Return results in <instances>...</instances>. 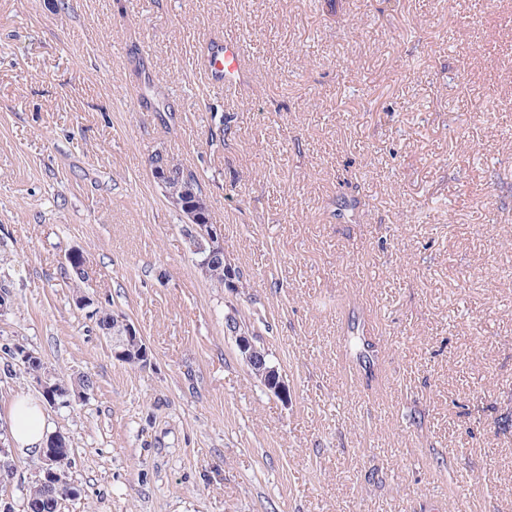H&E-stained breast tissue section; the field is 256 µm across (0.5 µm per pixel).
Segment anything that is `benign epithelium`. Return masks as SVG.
Returning a JSON list of instances; mask_svg holds the SVG:
<instances>
[{"label":"benign epithelium","instance_id":"1","mask_svg":"<svg viewBox=\"0 0 512 512\" xmlns=\"http://www.w3.org/2000/svg\"><path fill=\"white\" fill-rule=\"evenodd\" d=\"M172 164L153 165L152 174L161 185L169 203L182 213L184 218L183 232L188 243L189 251L195 256L197 266L202 272L224 260V231L220 224L203 223L205 212L193 202L196 191L192 183H187L180 196H175L168 190L167 178L170 176ZM226 329L235 337L238 351L249 368L259 377L263 386L275 396L288 398L286 386L278 368L271 363L267 351L258 346L253 337L240 330L238 319L230 314L225 317ZM106 335L112 337V353L118 360L127 357V342L134 336H140L136 325L122 313L112 314V322L103 329Z\"/></svg>","mask_w":512,"mask_h":512}]
</instances>
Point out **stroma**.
<instances>
[{
    "instance_id": "obj_1",
    "label": "stroma",
    "mask_w": 512,
    "mask_h": 512,
    "mask_svg": "<svg viewBox=\"0 0 512 512\" xmlns=\"http://www.w3.org/2000/svg\"><path fill=\"white\" fill-rule=\"evenodd\" d=\"M224 38L228 89L196 64ZM158 154L198 176L234 286ZM0 293V430L43 395L15 350L93 382L45 407L60 512H512V0H0ZM10 454L26 512L40 455ZM160 164L162 165L154 164L152 166V174L161 185L169 203L182 213L185 224L183 232L189 251L195 256L197 266L205 274L210 265L224 260L223 227L219 224H211L209 220L208 224H203L205 212L194 201H191L196 195L194 185L191 182H187L179 197L169 192L167 178L170 176L169 171L173 164L169 161L163 163V160ZM183 173L184 169L181 167L172 172L168 180L173 182V187L177 186V181ZM225 274H227L226 281L236 277L231 266L218 263L211 269L208 278L217 285L224 287ZM95 315H98L97 326L101 329L103 324H108L109 321H112L107 326H104L103 332L108 336H112V353L116 359L123 361L128 355L126 349L127 342L134 336L141 337L138 328L126 315L112 313L110 309L99 308ZM139 344H142L140 339H132L128 342V346L132 350H137L136 356L141 360V365L146 367L150 363L148 351L146 346L143 345L138 354ZM124 362L131 365H139V360L135 356L125 359ZM225 326L234 335L238 351L249 370L255 373L254 377L275 396L287 399L288 387L278 368L268 358L267 351L258 346L249 333L240 330L235 314L225 317ZM54 452L56 454V462L54 461V456L50 451L45 450L41 452V471H43L45 475L52 473L55 476H58L61 479V482H64L66 480L62 479L60 475L54 472L53 466L55 462L56 471H58L62 475H65V469L68 467L70 463L71 448H69V446L66 444L64 446L54 448Z\"/></svg>"
}]
</instances>
